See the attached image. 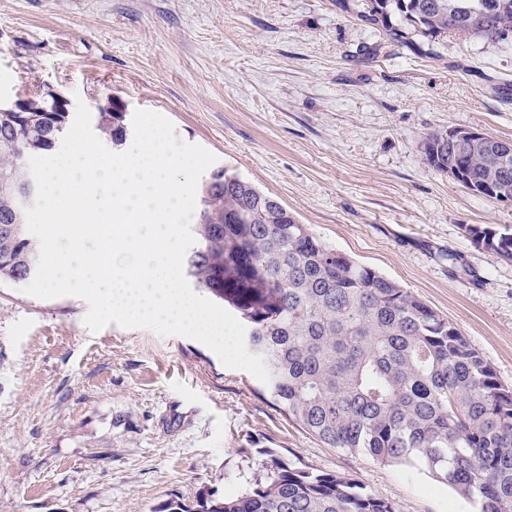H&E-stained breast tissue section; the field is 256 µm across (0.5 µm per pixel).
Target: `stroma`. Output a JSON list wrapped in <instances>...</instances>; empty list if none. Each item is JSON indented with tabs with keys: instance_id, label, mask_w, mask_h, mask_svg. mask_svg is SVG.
<instances>
[{
	"instance_id": "stroma-1",
	"label": "stroma",
	"mask_w": 512,
	"mask_h": 512,
	"mask_svg": "<svg viewBox=\"0 0 512 512\" xmlns=\"http://www.w3.org/2000/svg\"><path fill=\"white\" fill-rule=\"evenodd\" d=\"M160 113L338 252L445 315L512 387V260L463 227L512 205L425 161L427 133L512 139V41L424 56L333 0H0V99ZM0 281V512H158L236 492L272 448L400 512H478L425 469L328 447L203 343Z\"/></svg>"
}]
</instances>
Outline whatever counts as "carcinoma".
<instances>
[{
    "label": "carcinoma",
    "instance_id": "obj_1",
    "mask_svg": "<svg viewBox=\"0 0 512 512\" xmlns=\"http://www.w3.org/2000/svg\"><path fill=\"white\" fill-rule=\"evenodd\" d=\"M392 43L436 54L450 34L496 46L512 38V0H335ZM426 38L424 42L416 37ZM51 94L31 111L0 112V280L36 274L39 246L13 222L23 186L36 189L31 156L51 151L69 128ZM126 115L97 107L96 127L118 144ZM503 140L452 143L448 130L423 140L427 163L485 197H512V154ZM196 243L186 272L230 306L248 350L264 358L266 389L288 418L332 448L364 450L382 462L421 464L438 482L478 504L512 512V388L461 330L412 292L339 253L273 197L240 175L211 172L197 190ZM14 224L6 234L3 227ZM477 243L512 259V233L467 224ZM268 462L224 498L202 492L195 512H399L396 502L357 491L341 475L297 468L271 450Z\"/></svg>",
    "mask_w": 512,
    "mask_h": 512
}]
</instances>
